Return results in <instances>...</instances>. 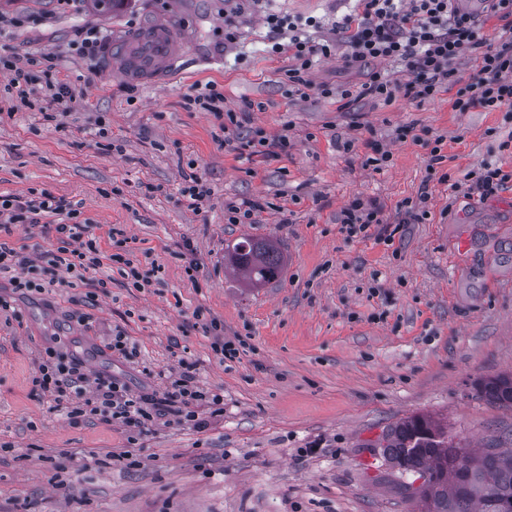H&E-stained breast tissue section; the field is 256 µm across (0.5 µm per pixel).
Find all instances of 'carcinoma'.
Listing matches in <instances>:
<instances>
[{"label":"carcinoma","mask_w":512,"mask_h":512,"mask_svg":"<svg viewBox=\"0 0 512 512\" xmlns=\"http://www.w3.org/2000/svg\"><path fill=\"white\" fill-rule=\"evenodd\" d=\"M231 264L256 285L275 279L282 269L274 243L252 239L235 246ZM479 392L512 406V375L483 381ZM383 456L398 473L423 479L415 494L424 512H512V448L492 443L475 452L448 434L443 423L412 415L390 427Z\"/></svg>","instance_id":"cac0c4a2"}]
</instances>
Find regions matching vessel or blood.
<instances>
[{
  "label": "vessel or blood",
  "mask_w": 512,
  "mask_h": 512,
  "mask_svg": "<svg viewBox=\"0 0 512 512\" xmlns=\"http://www.w3.org/2000/svg\"><path fill=\"white\" fill-rule=\"evenodd\" d=\"M187 38L161 20L145 23L131 32L112 37V69L122 75L154 86L183 57Z\"/></svg>",
  "instance_id": "1"
}]
</instances>
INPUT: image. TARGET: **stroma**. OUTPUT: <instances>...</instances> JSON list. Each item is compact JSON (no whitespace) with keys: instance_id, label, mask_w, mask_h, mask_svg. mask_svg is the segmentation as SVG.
<instances>
[{"instance_id":"stroma-1","label":"stroma","mask_w":512,"mask_h":512,"mask_svg":"<svg viewBox=\"0 0 512 512\" xmlns=\"http://www.w3.org/2000/svg\"><path fill=\"white\" fill-rule=\"evenodd\" d=\"M271 6L316 18L318 40L353 9ZM155 19L188 39L160 86L112 76L105 56L88 68L74 50L87 28L108 39ZM270 48L249 0H127L116 11L102 0H0V56L39 58L37 86L72 90L48 102V121L5 94L11 75L0 71V195L77 204L105 255L97 275L111 283L90 301L81 284L19 296L0 316V512H417L404 488L413 475L382 458L394 423L433 416L473 448L512 437V408L476 392L512 374V182L487 198L464 186L485 162L512 172V118L454 111L445 93L341 112L316 94L289 96L288 59ZM209 84L225 108L253 103L251 130L287 133V154L269 161L225 145L222 118L184 105ZM437 138L444 160L432 170ZM370 142L392 154L382 170L361 165ZM191 173L212 189L198 211L180 192ZM424 188L425 219L400 223L401 203ZM359 197L385 207L391 244L341 233L338 217ZM241 198L262 204L256 223H228L226 204ZM245 238L275 243L277 279L253 286L228 266ZM138 275L150 286L134 287ZM213 321L224 339L246 341L239 361L212 351ZM119 331L133 357L108 350ZM56 337L135 392L193 368L201 388L223 395L224 414L204 432L162 418L132 442L115 423H71L32 382Z\"/></svg>"}]
</instances>
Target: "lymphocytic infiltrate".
<instances>
[{
	"label": "lymphocytic infiltrate",
	"instance_id": "1",
	"mask_svg": "<svg viewBox=\"0 0 512 512\" xmlns=\"http://www.w3.org/2000/svg\"><path fill=\"white\" fill-rule=\"evenodd\" d=\"M484 10L498 15L503 23L497 37H487L481 18L460 11L454 0H357L354 12L333 23L336 38L326 43L314 41L288 16L269 12L265 19L271 32L290 33L287 43L272 45L274 53L288 55L289 95L304 98L315 89L322 97L336 99L343 111L359 98L389 106L400 97L422 102L450 91L455 111L512 112V0H484ZM337 51L349 64L398 63L404 76L396 79L373 70L355 90L314 84L311 71L317 58ZM465 52L474 53L476 67L463 83L454 64ZM46 216L60 217L55 231L61 245L46 265L40 266L10 237L18 225H35ZM388 222L383 205L373 200H354L340 218L341 231L347 237L383 243L391 240ZM87 229L79 209L49 192L25 198L0 196V276L9 275L15 290L40 294L59 286L56 272L62 268L87 287L107 288L106 280L92 276L102 266L104 255L96 239L87 237ZM20 269L27 271V278L17 277ZM33 381L41 389L53 391L68 419L97 416L118 423L132 436L165 416L204 430L211 418L224 411L223 395L201 390L192 370L180 372L163 391L135 394L119 378L88 372L80 360L51 347ZM202 406L209 408V417H200Z\"/></svg>",
	"mask_w": 512,
	"mask_h": 512
}]
</instances>
